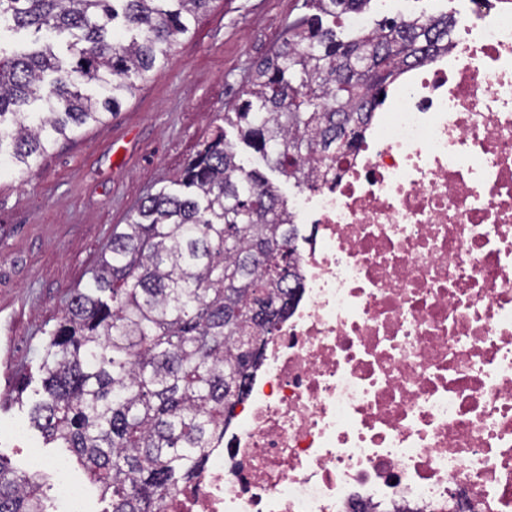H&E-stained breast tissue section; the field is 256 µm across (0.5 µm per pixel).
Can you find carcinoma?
Wrapping results in <instances>:
<instances>
[{"label": "carcinoma", "mask_w": 512, "mask_h": 512, "mask_svg": "<svg viewBox=\"0 0 512 512\" xmlns=\"http://www.w3.org/2000/svg\"><path fill=\"white\" fill-rule=\"evenodd\" d=\"M250 87L176 181L112 232L38 351L29 415L71 449L110 512H165L206 466L244 397L267 334L300 279L288 207L239 163L224 125L296 184L357 148L371 103L407 67L448 47L453 15L384 19L341 37L323 18L371 0H306ZM212 0H0V169L22 173L61 139L102 123L189 36ZM0 512H49L40 474L0 458Z\"/></svg>", "instance_id": "cac0c4a2"}]
</instances>
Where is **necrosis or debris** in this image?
<instances>
[{
    "mask_svg": "<svg viewBox=\"0 0 512 512\" xmlns=\"http://www.w3.org/2000/svg\"><path fill=\"white\" fill-rule=\"evenodd\" d=\"M289 207L301 288L166 512H512V8Z\"/></svg>",
    "mask_w": 512,
    "mask_h": 512,
    "instance_id": "4bbe7bcc",
    "label": "necrosis or debris"
}]
</instances>
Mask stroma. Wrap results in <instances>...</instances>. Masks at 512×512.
<instances>
[{
  "instance_id": "stroma-1",
  "label": "stroma",
  "mask_w": 512,
  "mask_h": 512,
  "mask_svg": "<svg viewBox=\"0 0 512 512\" xmlns=\"http://www.w3.org/2000/svg\"><path fill=\"white\" fill-rule=\"evenodd\" d=\"M465 0H373L366 27L424 13L466 18ZM306 11L304 0H213L168 62L141 81L112 118L59 142L31 171L0 172V362L15 375L36 367L47 330L62 318L74 289L88 285L117 225L128 223L150 194L170 187L211 133L210 123L247 89L254 67ZM235 143L246 170L265 172L285 201L299 188L268 170L259 154ZM18 402L14 382L0 381V457L28 470L29 451L46 463L45 489L66 477L95 512H108L69 449L44 444ZM63 464V472L52 463Z\"/></svg>"
}]
</instances>
